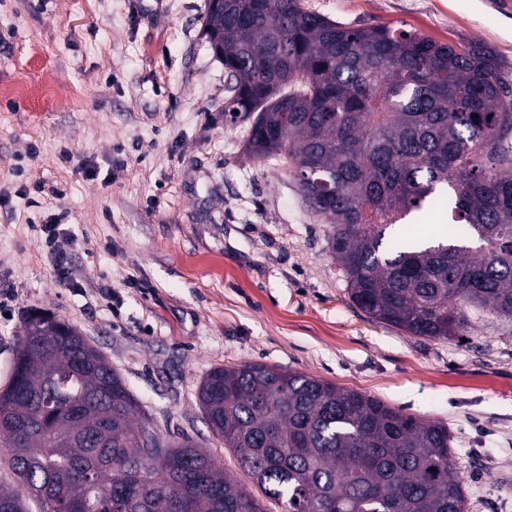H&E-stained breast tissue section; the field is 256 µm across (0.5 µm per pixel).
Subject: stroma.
Wrapping results in <instances>:
<instances>
[{"label":"stroma","instance_id":"1","mask_svg":"<svg viewBox=\"0 0 512 512\" xmlns=\"http://www.w3.org/2000/svg\"><path fill=\"white\" fill-rule=\"evenodd\" d=\"M352 28L479 41L512 72V0H302ZM208 0H0V386L33 308L73 325L169 440L251 479L205 421L214 367L262 363L447 424L470 512H512V318L430 340L349 299L331 225L226 121ZM35 87L21 94L20 82ZM60 219L69 278L39 227Z\"/></svg>","mask_w":512,"mask_h":512}]
</instances>
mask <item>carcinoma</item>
<instances>
[{
    "label": "carcinoma",
    "instance_id": "cac0c4a2",
    "mask_svg": "<svg viewBox=\"0 0 512 512\" xmlns=\"http://www.w3.org/2000/svg\"><path fill=\"white\" fill-rule=\"evenodd\" d=\"M205 33L247 150L280 157L351 301L414 336H465L468 306L512 317V83L481 42L350 28L301 0H223ZM451 220L417 236L410 215ZM0 388V512H264L190 438L160 458L121 373L74 327L28 316ZM213 434L286 512H468L448 427L376 396L262 363L215 367Z\"/></svg>",
    "mask_w": 512,
    "mask_h": 512
}]
</instances>
